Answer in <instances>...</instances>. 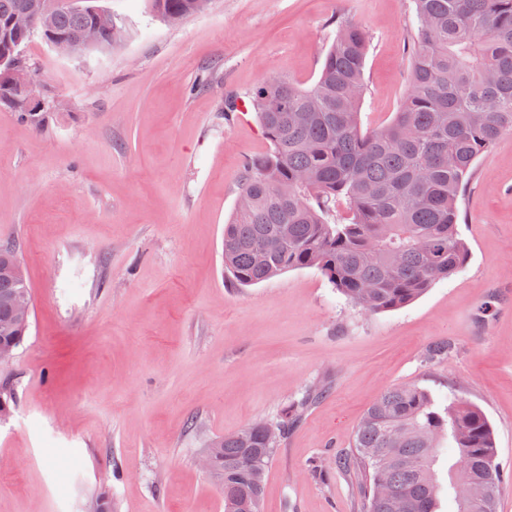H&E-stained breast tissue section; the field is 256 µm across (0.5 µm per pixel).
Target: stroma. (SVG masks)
I'll return each instance as SVG.
<instances>
[{
  "label": "stroma",
  "instance_id": "35a3bbf8",
  "mask_svg": "<svg viewBox=\"0 0 512 512\" xmlns=\"http://www.w3.org/2000/svg\"><path fill=\"white\" fill-rule=\"evenodd\" d=\"M92 3L123 39L66 56L33 37L22 52L51 107L36 125L0 107V244L19 245L34 302L0 364V512H85L102 494L114 512H224L202 449L322 384L264 512H358L336 459L401 384L483 410L512 512V314L488 292L512 289V134L459 198L466 265L404 308L364 311L314 268L244 288L224 274L243 166L269 149L254 112L225 118L226 97L311 86L343 16L369 40L361 128L386 126L409 90L411 0H212L175 26L147 0ZM440 340L450 354L428 361Z\"/></svg>",
  "mask_w": 512,
  "mask_h": 512
}]
</instances>
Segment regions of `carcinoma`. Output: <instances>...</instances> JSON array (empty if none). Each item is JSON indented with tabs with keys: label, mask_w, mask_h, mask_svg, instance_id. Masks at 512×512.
<instances>
[{
	"label": "carcinoma",
	"mask_w": 512,
	"mask_h": 512,
	"mask_svg": "<svg viewBox=\"0 0 512 512\" xmlns=\"http://www.w3.org/2000/svg\"><path fill=\"white\" fill-rule=\"evenodd\" d=\"M416 34L410 89L391 122L362 130L360 105L368 39L338 17L316 82L278 77L249 95L270 142L245 163L244 205L224 225V270L250 286L293 269L315 268L352 304L369 288L364 310L377 313L413 302L458 273L468 249L458 231V201L478 157L512 132V0H412ZM176 24L200 0H150ZM87 6L36 21L49 42L91 22ZM349 218L336 221V200ZM284 241L274 252L261 243ZM16 247L0 246V347L18 348L29 327L14 322L11 296L28 288ZM326 390L310 391L275 424L254 422L215 441L223 460L224 512H256L259 474L304 410ZM400 431L393 444L389 434ZM451 454L455 482L471 508L497 512L503 475L492 427L483 411L461 400L440 408L415 385L387 388L366 411L350 452L336 468L361 481L360 512H436V464Z\"/></svg>",
	"instance_id": "obj_1"
}]
</instances>
